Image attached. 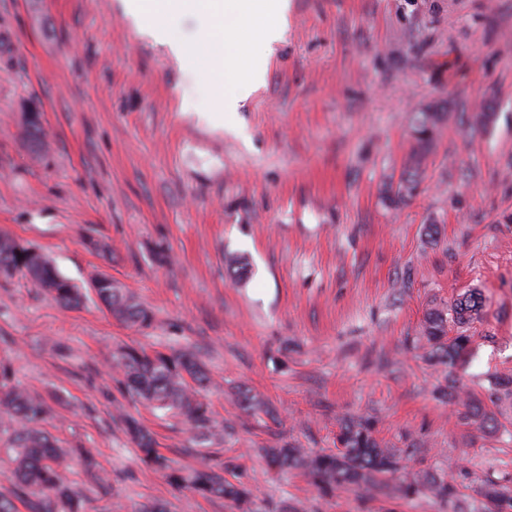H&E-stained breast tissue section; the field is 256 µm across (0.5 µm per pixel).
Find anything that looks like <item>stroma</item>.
<instances>
[{
    "mask_svg": "<svg viewBox=\"0 0 512 512\" xmlns=\"http://www.w3.org/2000/svg\"><path fill=\"white\" fill-rule=\"evenodd\" d=\"M267 55L263 84L221 121L223 75L194 77L196 58L157 43L121 0H0V234L79 287L111 276L154 314L140 330L0 277V367L47 399L59 447L88 449L109 474L104 488L72 476L91 512H236L171 487L114 420L124 408L193 464L188 426L131 402L109 367L121 346L187 344L219 384L207 395L224 423L216 457L254 489L252 512H485L484 481L512 489V436L462 424L436 394L447 369L415 342L433 304L477 288L485 315L457 373L483 400L492 374H512V0H292ZM441 100L452 114L418 186L391 202L408 117ZM488 101L491 124L470 128ZM29 112L50 143L39 156ZM235 255L245 279L229 274ZM240 385L276 419L234 406ZM349 417L406 454L407 480L454 475L463 507L425 490L322 492L258 454L333 450Z\"/></svg>",
    "mask_w": 512,
    "mask_h": 512,
    "instance_id": "obj_1",
    "label": "stroma"
}]
</instances>
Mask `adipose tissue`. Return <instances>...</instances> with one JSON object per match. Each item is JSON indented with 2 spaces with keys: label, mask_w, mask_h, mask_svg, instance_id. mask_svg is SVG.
<instances>
[{
  "label": "adipose tissue",
  "mask_w": 512,
  "mask_h": 512,
  "mask_svg": "<svg viewBox=\"0 0 512 512\" xmlns=\"http://www.w3.org/2000/svg\"><path fill=\"white\" fill-rule=\"evenodd\" d=\"M124 10L140 27L159 39L168 37L172 14L205 13L212 19L209 32L194 47L201 70L224 72L238 88L237 95L224 99V109L236 111L240 100L263 81L266 60L251 57L257 43L270 46L282 40L288 28L289 0H122Z\"/></svg>",
  "instance_id": "adipose-tissue-1"
}]
</instances>
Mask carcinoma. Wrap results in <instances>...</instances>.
I'll list each match as a JSON object with an SVG mask.
<instances>
[{"label":"carcinoma","mask_w":512,"mask_h":512,"mask_svg":"<svg viewBox=\"0 0 512 512\" xmlns=\"http://www.w3.org/2000/svg\"><path fill=\"white\" fill-rule=\"evenodd\" d=\"M448 102H436L410 117L412 137L404 177L392 201L399 202L414 190L420 167L431 150L437 133L448 120ZM19 275L49 295L60 307L76 309L93 298L109 315L131 326L148 327L153 316L124 289L104 277L94 288L83 292L38 249L9 235H0V276ZM484 299L478 288L459 295L447 306H434L424 317L420 336L425 339V357L435 366L450 369L448 388L443 395L457 397L463 386L451 369L464 361L472 344L470 330L484 315ZM112 368L120 376L127 397L154 411L183 418L193 430V447L187 452L198 459L195 466L176 468L157 448L153 435L140 420L123 411L117 421L137 450L139 460L164 474L175 489H188L202 497H222L238 512H251L253 489L228 476L236 466L212 462L211 446L221 437L222 423L202 396L213 381L189 346L169 353L147 352L142 348H122L112 356ZM489 403L466 396L459 418L480 429L499 431L501 419L512 414V376L494 375L488 389ZM48 406L38 394L9 381L7 370L0 371V434L6 436L10 495L0 493V512H17L22 502L29 512H84V500L69 480V453L56 446L45 431ZM269 464L282 472H302L321 491L352 486L365 492L381 490L403 469V456L381 447L366 418L343 421L336 433V451L317 452L286 445L264 448ZM427 488L437 498L454 499L458 487L454 479L432 478ZM481 494L495 507L507 502V487L490 482Z\"/></svg>","instance_id":"carcinoma-1"}]
</instances>
